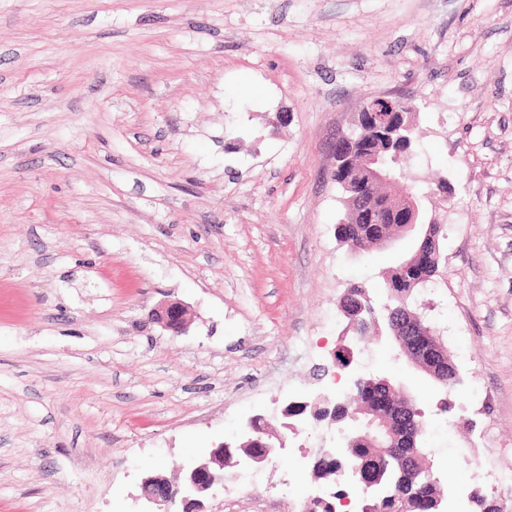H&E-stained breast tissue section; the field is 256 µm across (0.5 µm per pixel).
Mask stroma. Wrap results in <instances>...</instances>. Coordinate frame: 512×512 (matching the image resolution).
Instances as JSON below:
<instances>
[{"mask_svg":"<svg viewBox=\"0 0 512 512\" xmlns=\"http://www.w3.org/2000/svg\"><path fill=\"white\" fill-rule=\"evenodd\" d=\"M372 96L418 100L411 173L448 186L413 293L448 390L382 333L313 377L351 337L339 298L385 302L411 246L336 237L332 145ZM369 373L423 406L443 512H512V0H0V512H143L142 477L257 415L284 448L206 512H300L299 451L337 429L288 408ZM152 319L173 336L186 332L189 326L188 309L178 300H164L152 311Z\"/></svg>","mask_w":512,"mask_h":512,"instance_id":"obj_1","label":"stroma"}]
</instances>
